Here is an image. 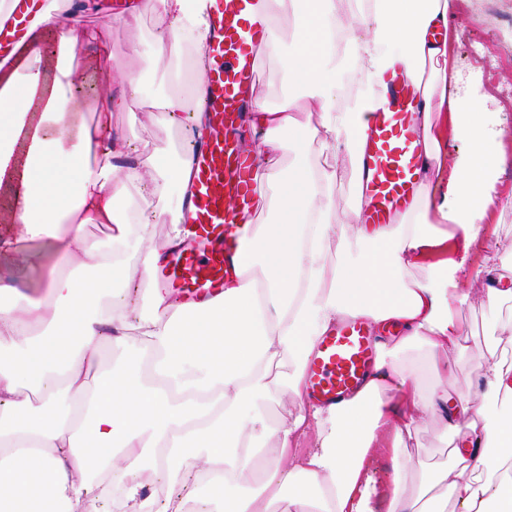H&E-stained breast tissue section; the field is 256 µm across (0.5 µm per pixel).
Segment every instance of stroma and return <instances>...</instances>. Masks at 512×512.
<instances>
[{
    "label": "stroma",
    "mask_w": 512,
    "mask_h": 512,
    "mask_svg": "<svg viewBox=\"0 0 512 512\" xmlns=\"http://www.w3.org/2000/svg\"><path fill=\"white\" fill-rule=\"evenodd\" d=\"M82 25L97 31L107 41L112 52L102 68L91 63L97 46L89 41L76 50L74 70L84 87L108 95L112 88V70L116 67L135 69L139 59L129 53L131 45L147 48L149 34L154 26L150 17L125 23L113 20L111 14L90 13ZM455 54L461 68L458 89L475 93L476 79L471 68L481 65L484 79L493 82L495 89L512 86V0H470V7L457 27ZM134 117L118 113L114 122L139 145H163L177 139L176 127L152 117L144 102L133 106ZM489 123L503 133L505 158L501 165L497 190L501 195H512V104L505 111H498L493 104H485ZM494 223L488 224L480 242L470 252L471 275L461 283L463 290L480 295L485 283L475 274L486 260L512 262V207L498 208ZM52 249L47 242L16 237L10 251L0 253V281L17 287L18 291L33 297L46 294L45 283L54 265ZM461 318L466 334L461 339L459 352L448 356V393L457 394L474 385L479 375L478 358L490 353H512V310L499 311L480 305L464 307ZM444 430L437 421L420 427L407 442V449L400 461H393L385 449H374L369 462V472L376 481L378 495L374 500L376 512H386L390 493V476L393 466H400L406 484L418 482L421 474L449 465L450 449L443 441Z\"/></svg>",
    "instance_id": "1"
}]
</instances>
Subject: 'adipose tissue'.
<instances>
[{
    "mask_svg": "<svg viewBox=\"0 0 512 512\" xmlns=\"http://www.w3.org/2000/svg\"><path fill=\"white\" fill-rule=\"evenodd\" d=\"M469 0H264L261 51L287 60L293 94L245 119L258 133L244 152L259 169L256 221L246 226L241 270L220 299L182 308L150 283L165 250L188 234L180 223L190 159L186 151L141 148L112 124L142 92L133 71H112V97L99 123L67 59L88 35L82 13L41 10L8 67L0 69V181L12 176L14 146L29 134L22 191L8 213L21 235L48 240L57 265L47 300L21 299L0 284V512H111L102 479L124 483L123 512H374L366 467L372 448L400 457L426 420L460 443L451 469L404 485L394 470L387 512H512V362L483 358L475 391L449 403L442 356L459 351V310L472 300L512 304V267L485 264L480 297L462 291L467 259L497 204L502 141L476 117L479 101L450 93L460 81L452 29ZM206 0H128L119 21L152 16L157 30L143 64L191 65V85L151 101L172 126L194 130L201 114L193 85L205 71ZM290 8L283 34L279 11ZM53 33L57 62L42 53ZM403 69L421 87L419 132L426 146L418 196L389 224H366L359 190L361 144L386 75ZM466 144L449 163L447 140ZM344 148L343 165L310 159L312 146ZM349 185L339 207L336 185ZM161 206L147 210L146 200ZM105 224L102 240L85 228ZM168 224L165 245L152 227ZM337 258L328 261L329 247ZM94 276L82 275L81 259ZM426 267L425 276L414 270ZM146 281L138 300L127 289ZM346 318L398 325L383 339L376 373L341 404L304 398L306 366L319 336ZM152 359V375L97 370V349ZM423 348L438 383L421 386L396 361ZM289 403L273 425L272 403ZM275 437L278 456L263 458ZM169 486L165 500L151 484Z\"/></svg>",
    "mask_w": 512,
    "mask_h": 512,
    "instance_id": "ef3b65f1",
    "label": "adipose tissue"
}]
</instances>
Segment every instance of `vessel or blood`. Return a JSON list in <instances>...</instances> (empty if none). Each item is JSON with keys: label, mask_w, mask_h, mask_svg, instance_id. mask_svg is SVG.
<instances>
[{"label": "vessel or blood", "mask_w": 512, "mask_h": 512, "mask_svg": "<svg viewBox=\"0 0 512 512\" xmlns=\"http://www.w3.org/2000/svg\"><path fill=\"white\" fill-rule=\"evenodd\" d=\"M39 0H8L0 12V61L13 54L33 23ZM206 68L198 92L205 127L191 148L190 187L181 222L192 230L168 252L163 283L180 303L198 304L222 293L236 274L240 242L252 218L254 164L240 148L243 115L265 72L260 51L268 18L261 0H207ZM419 91L404 73L381 89L361 149L364 223L387 224L417 196L425 145L416 117ZM378 339L369 322L348 319L316 341L306 370L307 400L333 406L357 394L372 376Z\"/></svg>", "instance_id": "vessel-or-blood-1"}]
</instances>
